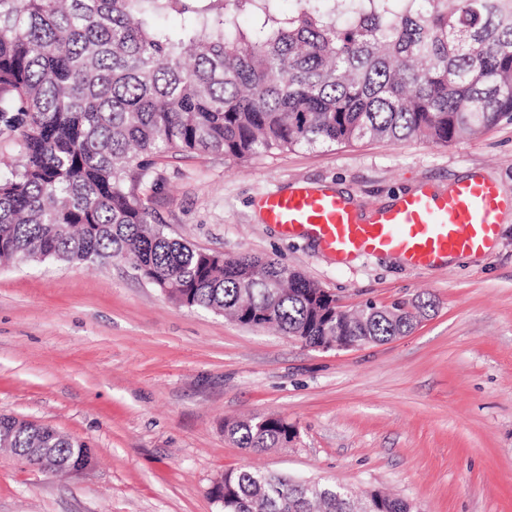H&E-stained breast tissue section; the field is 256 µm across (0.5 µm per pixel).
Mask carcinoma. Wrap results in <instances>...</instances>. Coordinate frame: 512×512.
Wrapping results in <instances>:
<instances>
[{
  "label": "carcinoma",
  "instance_id": "carcinoma-1",
  "mask_svg": "<svg viewBox=\"0 0 512 512\" xmlns=\"http://www.w3.org/2000/svg\"><path fill=\"white\" fill-rule=\"evenodd\" d=\"M0 0V264L123 260L178 304L271 326L311 348L380 343L433 308L358 315L301 273L168 237L143 188L154 158L423 138L448 146L512 121V0ZM252 23L243 28L240 16ZM178 15L177 29L162 19ZM242 448L286 447L277 415L227 424ZM0 447L87 467L92 451L0 415ZM209 491L219 512H412L377 491L299 488L247 468Z\"/></svg>",
  "mask_w": 512,
  "mask_h": 512
}]
</instances>
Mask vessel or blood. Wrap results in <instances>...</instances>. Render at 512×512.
<instances>
[{
  "label": "vessel or blood",
  "mask_w": 512,
  "mask_h": 512,
  "mask_svg": "<svg viewBox=\"0 0 512 512\" xmlns=\"http://www.w3.org/2000/svg\"><path fill=\"white\" fill-rule=\"evenodd\" d=\"M258 207L264 223L285 236L312 239L338 261L395 255L414 269L433 270L447 266L449 257L486 252L512 200L477 173L447 191L424 186L402 194L394 206L367 216L335 190L308 184L268 192Z\"/></svg>",
  "instance_id": "vessel-or-blood-1"
}]
</instances>
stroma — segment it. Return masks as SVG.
I'll return each mask as SVG.
<instances>
[{
  "mask_svg": "<svg viewBox=\"0 0 512 512\" xmlns=\"http://www.w3.org/2000/svg\"><path fill=\"white\" fill-rule=\"evenodd\" d=\"M476 171L512 197V121L448 146L156 159L145 194L169 237L274 260L350 310L434 302L385 343L312 349L176 304L123 263L0 266V414L93 454L55 476L0 449V512H218L212 481L238 468L386 492L419 512H512V211L486 253L418 271L387 255L339 264L258 209L266 192L307 183L374 211ZM267 414L295 427L288 446L257 452L224 433Z\"/></svg>",
  "mask_w": 512,
  "mask_h": 512,
  "instance_id": "stroma-1",
  "label": "stroma"
}]
</instances>
